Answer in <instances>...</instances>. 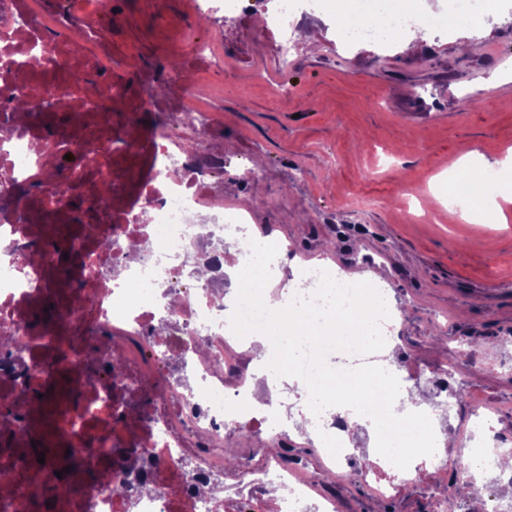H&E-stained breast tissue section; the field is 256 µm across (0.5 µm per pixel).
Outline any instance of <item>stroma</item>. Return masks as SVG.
Masks as SVG:
<instances>
[{
	"instance_id": "obj_1",
	"label": "stroma",
	"mask_w": 512,
	"mask_h": 512,
	"mask_svg": "<svg viewBox=\"0 0 512 512\" xmlns=\"http://www.w3.org/2000/svg\"><path fill=\"white\" fill-rule=\"evenodd\" d=\"M147 2L109 0L104 16L113 50L137 57L122 75L129 100L154 80L156 46L180 53L195 27L216 46L213 58L190 64L195 110L224 115L212 134L224 170L213 180L226 200L266 201L256 222L291 243L285 274L324 255L347 272H384L400 311L392 363L409 390L442 405L435 379L461 371L450 382L459 397L446 465H425L382 500L363 473L374 428L357 437L366 456L330 472L316 441L289 431L299 476L333 493L340 512H436L453 465L469 457L467 432L512 450V222L449 212L447 173L471 152L490 161L512 154V27L464 18L411 54L397 41L342 48L334 14L314 13L299 24L315 30L317 48L298 44L285 60L283 37L258 28L270 0H246L223 24L195 23L188 0H166L161 22ZM224 445L236 454L224 467V512H246L269 451L245 430Z\"/></svg>"
}]
</instances>
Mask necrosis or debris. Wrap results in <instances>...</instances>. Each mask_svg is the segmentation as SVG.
<instances>
[{"label": "necrosis or debris", "instance_id": "4bbe7bcc", "mask_svg": "<svg viewBox=\"0 0 512 512\" xmlns=\"http://www.w3.org/2000/svg\"><path fill=\"white\" fill-rule=\"evenodd\" d=\"M326 0H272L261 27L293 32L292 21L324 8ZM493 0H445L433 11L410 9L406 0H349L347 19L336 38L346 46L384 44L404 30L420 26L443 35L463 17L475 18ZM96 9L61 15L47 13L42 0H0V393L22 401L23 432L12 454L0 453V470L13 480L0 489L6 512H30L31 504L18 464L26 432L34 419L48 421L44 441H60L87 466L112 476L111 488L85 481L86 468L69 472L52 500L50 512H174L185 499L189 512H224V501L205 496L201 486L221 473L212 453L229 433L227 414L253 415L255 390L249 380L217 371L214 360L246 356L242 339L231 331L233 303L224 299V268L198 281L195 257L211 251L221 261L245 266L250 239L287 251L274 230H254L249 211L224 203V192L211 174L223 163L209 147V135L223 126L220 112H195V83L179 87L177 109L164 112L163 125L151 128L153 164L141 171L134 129L151 102L127 106L126 93L111 83L86 93L40 59L64 63L60 37L83 32L71 49L81 75L112 73L127 67L128 54L101 49L93 32ZM57 102L63 119L46 122L31 115L11 120L7 105L17 97ZM119 112L116 121L108 120ZM111 186L100 196L101 186ZM45 229L46 257L31 261V226ZM69 237L73 249L60 260L51 247ZM340 277L335 263L301 265L297 278L283 283L272 277L264 293L286 287L288 297L311 295L320 272ZM194 281L187 299L174 296L172 282ZM59 294L58 323L41 331L33 312L46 297ZM122 368L110 372L114 350ZM181 355L190 377L181 381L152 367L147 354ZM62 393L46 395L53 384ZM316 436L327 460L339 464L356 458L351 427L335 408L315 418ZM134 446L144 480L122 460L103 453L102 445ZM275 449L263 469L265 485L280 490L282 512H334L332 494L295 477L281 454L280 433L269 434Z\"/></svg>", "mask_w": 512, "mask_h": 512}]
</instances>
